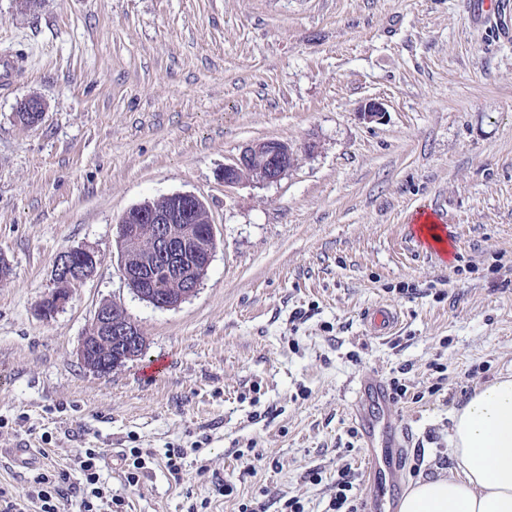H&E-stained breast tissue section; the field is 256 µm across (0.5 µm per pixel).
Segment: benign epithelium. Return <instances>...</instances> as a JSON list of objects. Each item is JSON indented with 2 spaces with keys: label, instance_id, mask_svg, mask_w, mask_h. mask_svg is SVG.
Masks as SVG:
<instances>
[{
  "label": "benign epithelium",
  "instance_id": "obj_1",
  "mask_svg": "<svg viewBox=\"0 0 512 512\" xmlns=\"http://www.w3.org/2000/svg\"><path fill=\"white\" fill-rule=\"evenodd\" d=\"M296 161L288 144L265 140L246 148L222 179L235 184L244 178L272 183L280 180ZM169 206L150 202L135 206L119 220L120 273L141 300L159 309H172L193 296L207 274L217 248L214 225L205 202L191 193L166 196ZM209 225L208 241L200 239L198 225ZM100 258L90 250L76 249L60 255L54 264L57 283L72 284L90 278ZM165 273L171 290L160 294L154 287L156 271ZM68 290L54 289L41 303L50 317L68 303ZM145 346L141 329L112 303L101 305L77 350L90 370L109 373L138 357Z\"/></svg>",
  "mask_w": 512,
  "mask_h": 512
}]
</instances>
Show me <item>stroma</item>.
Here are the masks:
<instances>
[{"instance_id": "35a3bbf8", "label": "stroma", "mask_w": 512, "mask_h": 512, "mask_svg": "<svg viewBox=\"0 0 512 512\" xmlns=\"http://www.w3.org/2000/svg\"><path fill=\"white\" fill-rule=\"evenodd\" d=\"M474 2L0 0V58L26 59L0 95V483L25 494L33 472L7 455L22 442L74 484L79 450L105 449L127 512H326L346 465L366 503L364 374L408 387L391 403L405 483L453 467L454 410L512 373V0L482 23ZM29 98L44 112L25 126ZM270 139L297 154L278 182L224 184ZM174 193L204 200L217 249L164 310L122 279L118 221ZM432 208L445 255L412 239ZM78 248L100 265L43 317L57 257ZM105 302L145 347L97 373L77 349ZM380 305L399 315L388 336L365 323ZM173 447L180 477L155 466L129 487L122 449Z\"/></svg>"}]
</instances>
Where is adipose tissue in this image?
<instances>
[{
    "instance_id": "ef3b65f1",
    "label": "adipose tissue",
    "mask_w": 512,
    "mask_h": 512,
    "mask_svg": "<svg viewBox=\"0 0 512 512\" xmlns=\"http://www.w3.org/2000/svg\"><path fill=\"white\" fill-rule=\"evenodd\" d=\"M449 445L456 471L410 484L398 512H512V376L455 410Z\"/></svg>"
}]
</instances>
